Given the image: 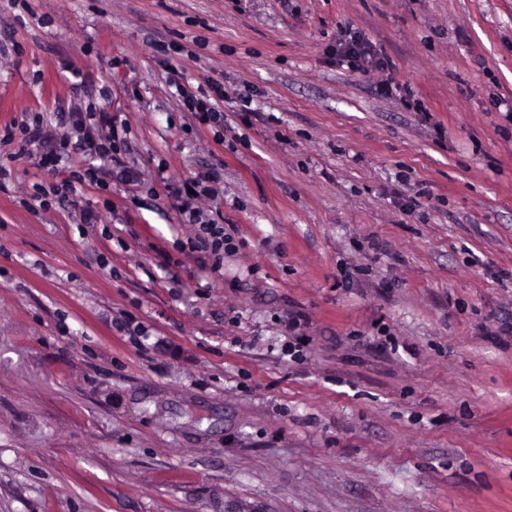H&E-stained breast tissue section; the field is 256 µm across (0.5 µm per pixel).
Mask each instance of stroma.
<instances>
[{
  "label": "stroma",
  "instance_id": "1",
  "mask_svg": "<svg viewBox=\"0 0 512 512\" xmlns=\"http://www.w3.org/2000/svg\"><path fill=\"white\" fill-rule=\"evenodd\" d=\"M28 3L0 130L95 106L135 178L34 213L55 175L7 164L0 512H512V0ZM200 174L219 266L178 247ZM336 55L347 60L349 67L362 69L369 62V53L359 36L346 34L336 46ZM180 79V74L174 72L173 76L169 79V83L175 87L176 93L180 97L179 100L189 112H193L201 120H216L218 116H221L216 100L219 99L223 102L224 88L222 86L219 84L212 86L214 97L198 87L194 88L188 81L186 84H183ZM209 178L193 177L182 182L181 187L174 189L173 194L177 199L178 212L182 216L183 223L194 224L196 234L185 245L194 251L209 252L214 258L215 265H220L224 260V251L232 248V237L224 233V227L216 224L213 219L196 206V201L203 198L212 199L218 196L216 187L205 185ZM188 189L194 191L190 194Z\"/></svg>",
  "mask_w": 512,
  "mask_h": 512
}]
</instances>
